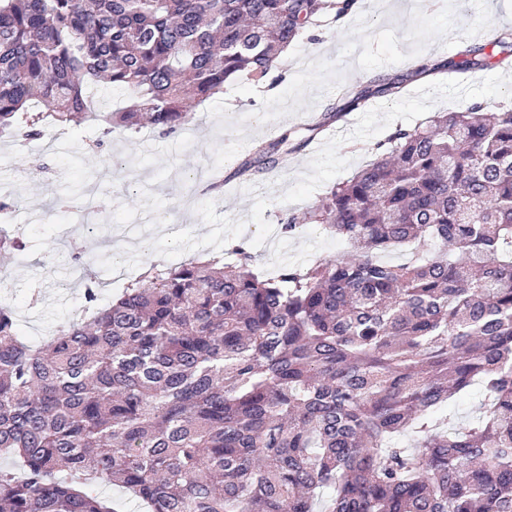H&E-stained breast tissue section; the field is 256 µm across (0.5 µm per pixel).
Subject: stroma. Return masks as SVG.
<instances>
[{"label":"stroma","mask_w":512,"mask_h":512,"mask_svg":"<svg viewBox=\"0 0 512 512\" xmlns=\"http://www.w3.org/2000/svg\"><path fill=\"white\" fill-rule=\"evenodd\" d=\"M505 29L512 31V0H358L346 18L316 17L279 65L276 85L225 86L171 136L116 127L105 137L94 123L51 127L37 142L0 138V196L15 198L8 222L26 243L23 253L0 252V303L11 306L19 333L33 341L79 318L85 301L72 272L75 238L107 303L122 291L109 282L115 267L131 282L152 265L226 255L234 240L246 241L256 267L272 275L351 256L346 241L316 224L285 236L282 218L309 210L367 164L396 128L475 102L512 103L510 68L433 81L410 75L417 65L452 58L460 42L487 45ZM397 76L407 79L404 95L380 94L343 113L332 121L333 135L315 129L314 116L340 105L343 90ZM257 113L263 124L254 123ZM286 127L301 143L287 167L257 181L231 178L223 192L189 198L199 172L215 166L231 173L255 143ZM99 138L102 150L87 152ZM68 186L75 190L70 212L52 215L50 199Z\"/></svg>","instance_id":"obj_1"}]
</instances>
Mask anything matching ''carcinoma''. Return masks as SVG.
<instances>
[{"mask_svg": "<svg viewBox=\"0 0 512 512\" xmlns=\"http://www.w3.org/2000/svg\"><path fill=\"white\" fill-rule=\"evenodd\" d=\"M357 0H0V137L96 118L105 81L134 93L107 132L162 137L239 80L276 83L281 50ZM509 60L468 44L415 70ZM402 82L345 93L352 111ZM295 131L234 176L284 165ZM375 159L283 220L351 258L269 278L238 258L151 268L39 346L0 307V512H512V105L472 103L398 128ZM413 261L383 256L406 246ZM0 249H23L0 229ZM477 390L466 424L448 399ZM91 491L113 504H118L120 512H147L148 510L140 500L125 492L123 489L112 486L110 483H98L91 487Z\"/></svg>", "mask_w": 512, "mask_h": 512, "instance_id": "cac0c4a2", "label": "carcinoma"}]
</instances>
